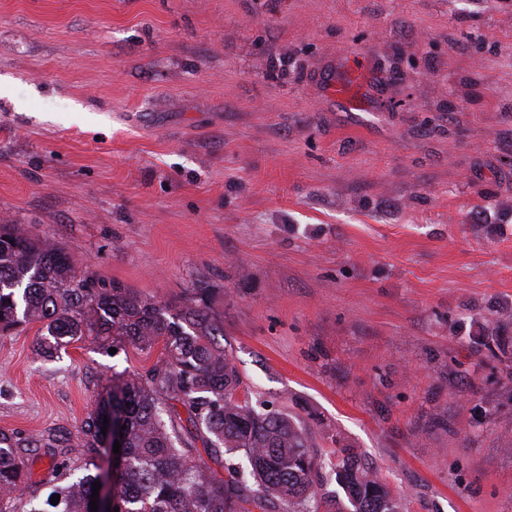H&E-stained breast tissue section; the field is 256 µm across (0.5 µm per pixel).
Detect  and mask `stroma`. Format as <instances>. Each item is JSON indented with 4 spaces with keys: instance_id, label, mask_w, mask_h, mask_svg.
<instances>
[{
    "instance_id": "obj_1",
    "label": "stroma",
    "mask_w": 512,
    "mask_h": 512,
    "mask_svg": "<svg viewBox=\"0 0 512 512\" xmlns=\"http://www.w3.org/2000/svg\"><path fill=\"white\" fill-rule=\"evenodd\" d=\"M0 224L206 289L242 391L400 512H512V0H0ZM37 330L0 336V430L76 478L158 354Z\"/></svg>"
}]
</instances>
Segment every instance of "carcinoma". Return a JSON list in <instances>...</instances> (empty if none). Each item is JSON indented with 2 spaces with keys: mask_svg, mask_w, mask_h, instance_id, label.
Listing matches in <instances>:
<instances>
[{
  "mask_svg": "<svg viewBox=\"0 0 512 512\" xmlns=\"http://www.w3.org/2000/svg\"><path fill=\"white\" fill-rule=\"evenodd\" d=\"M173 311L154 297L119 283L95 287L78 273L77 261L57 244L36 241L16 224H0V336L40 325L39 355L86 335L122 339L150 351L161 346L147 371L114 376L112 392L82 421L79 453L87 465L102 454L104 420L118 416L121 469L112 495L119 512H332L336 496L317 498L321 469L306 429L287 415L260 410L249 397H236L239 376L224 349V321L203 303ZM179 403L185 423L168 425L163 400ZM202 441L205 452L224 468L219 479L182 443L179 431ZM45 448L48 470L67 474V452L52 448L43 434L0 432V505L24 495L29 456ZM248 462L241 475L238 454ZM87 473L53 489L47 498L28 499L26 512H92ZM337 485L346 512H399L388 489L351 456L338 459ZM58 503H51L54 495Z\"/></svg>",
  "mask_w": 512,
  "mask_h": 512,
  "instance_id": "carcinoma-1",
  "label": "carcinoma"
}]
</instances>
